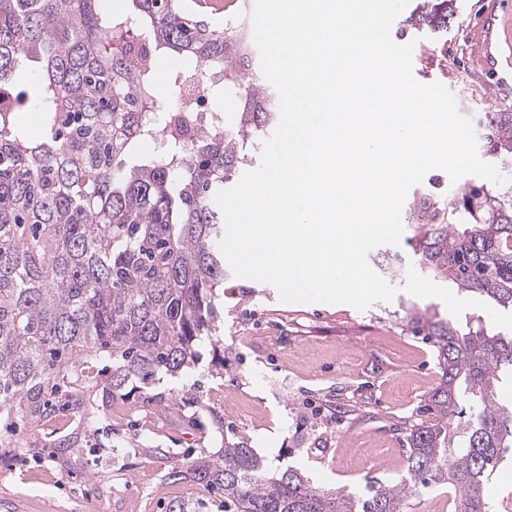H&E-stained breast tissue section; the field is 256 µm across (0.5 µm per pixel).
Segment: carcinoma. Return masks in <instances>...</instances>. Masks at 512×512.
<instances>
[{"mask_svg": "<svg viewBox=\"0 0 512 512\" xmlns=\"http://www.w3.org/2000/svg\"><path fill=\"white\" fill-rule=\"evenodd\" d=\"M106 13L100 0H0V97L27 60L41 65L39 95L19 91L0 110V415L34 425L62 407L81 420L107 411L134 386L151 391L190 372L213 335L224 285V217L214 201L249 162L248 143L277 123L276 98L258 79L260 59L238 56L228 27L192 19L181 0H129ZM424 21L448 26L446 0ZM173 51V83L197 78L207 95L232 92L241 106L224 130L184 142L164 135L175 112L153 97L155 64L127 54L140 37ZM35 112L30 137L17 114ZM156 134L157 150L128 168L114 159ZM483 146L512 159V112L486 116ZM415 263L503 309H512V194L483 182L450 194L422 189L405 211ZM408 325L433 345L441 377L427 396L437 418L406 433L403 474L365 492L313 485L298 469L272 471L246 442L176 463L235 512H408L430 488L453 491L455 512H488L485 485L512 446V336L464 330L413 307ZM106 354L103 379L92 361ZM47 447L71 464L72 434Z\"/></svg>", "mask_w": 512, "mask_h": 512, "instance_id": "carcinoma-1", "label": "carcinoma"}]
</instances>
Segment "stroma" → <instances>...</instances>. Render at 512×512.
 Returning <instances> with one entry per match:
<instances>
[{"mask_svg": "<svg viewBox=\"0 0 512 512\" xmlns=\"http://www.w3.org/2000/svg\"><path fill=\"white\" fill-rule=\"evenodd\" d=\"M421 0L391 27L399 44L413 43L416 80L442 81V67L457 71L450 89L474 130L487 113L512 105V44L502 47L498 83L470 52L467 35L482 19L485 0H448V26L415 24ZM392 302L360 311L346 304L281 302L275 286L227 274L217 301L221 323L203 342V361L178 382L156 389L153 405L128 389L121 412H95L92 425L65 418L12 435L8 464H0V512H166L179 498L199 512H219L218 499L191 481L171 484L172 462L208 455L224 442L243 440L272 468L299 469L314 484L349 491L372 476L393 481L404 471L405 434L429 420L427 394L438 382L434 349L412 335L411 303L447 314L437 298L403 292ZM81 434L77 462L60 467L25 449L51 439L59 427ZM167 456H159V449Z\"/></svg>", "mask_w": 512, "mask_h": 512, "instance_id": "stroma-1", "label": "stroma"}]
</instances>
